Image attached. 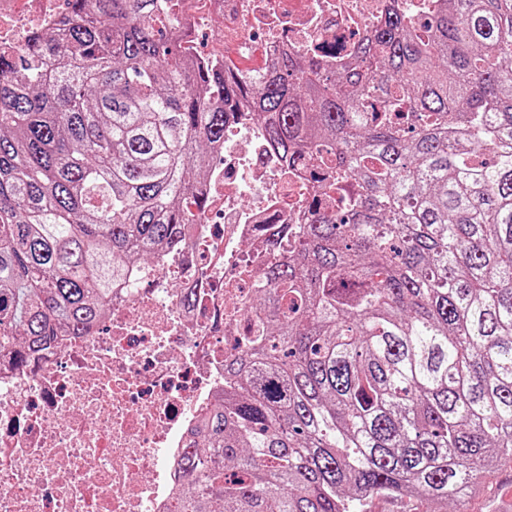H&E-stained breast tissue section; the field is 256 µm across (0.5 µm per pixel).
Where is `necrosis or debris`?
Wrapping results in <instances>:
<instances>
[{
	"mask_svg": "<svg viewBox=\"0 0 512 512\" xmlns=\"http://www.w3.org/2000/svg\"><path fill=\"white\" fill-rule=\"evenodd\" d=\"M388 0H180L177 38L219 21L265 63L357 40ZM64 0H0V48L61 28ZM209 205L151 264L132 267L104 316L0 365V512H172L177 463L224 392V356L258 325L268 240L307 216L314 183L286 169L252 113L212 151Z\"/></svg>",
	"mask_w": 512,
	"mask_h": 512,
	"instance_id": "obj_1",
	"label": "necrosis or debris"
}]
</instances>
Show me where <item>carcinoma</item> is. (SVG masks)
Segmentation results:
<instances>
[{
  "label": "carcinoma",
  "instance_id": "1",
  "mask_svg": "<svg viewBox=\"0 0 512 512\" xmlns=\"http://www.w3.org/2000/svg\"><path fill=\"white\" fill-rule=\"evenodd\" d=\"M0 52V358L81 335L207 206L245 102L317 182L269 243L179 512L440 510L512 459V0H389L334 72L198 62L173 0H65ZM368 512H430L431 507L424 501L405 497L375 498L367 507Z\"/></svg>",
  "mask_w": 512,
  "mask_h": 512
}]
</instances>
